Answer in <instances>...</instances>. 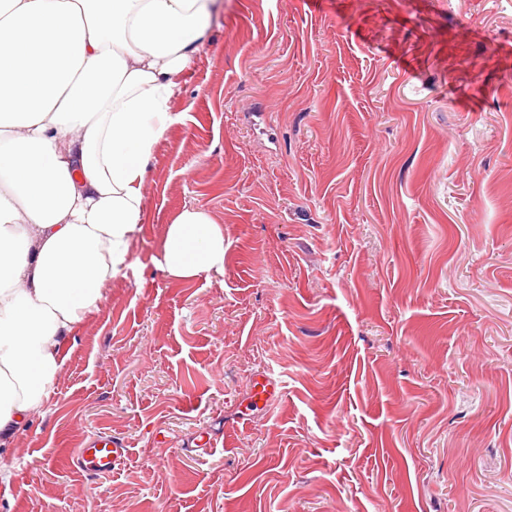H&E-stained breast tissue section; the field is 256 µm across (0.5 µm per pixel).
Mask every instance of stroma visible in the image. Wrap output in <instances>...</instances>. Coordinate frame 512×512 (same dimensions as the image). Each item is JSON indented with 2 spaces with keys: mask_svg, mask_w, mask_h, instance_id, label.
<instances>
[{
  "mask_svg": "<svg viewBox=\"0 0 512 512\" xmlns=\"http://www.w3.org/2000/svg\"><path fill=\"white\" fill-rule=\"evenodd\" d=\"M171 110L0 512H512V0H224ZM162 264L176 280L224 270V228L204 208L184 209L169 224ZM128 454L125 442L112 437H92L85 447L77 449L80 468L96 476L110 474L115 465Z\"/></svg>",
  "mask_w": 512,
  "mask_h": 512,
  "instance_id": "stroma-1",
  "label": "stroma"
}]
</instances>
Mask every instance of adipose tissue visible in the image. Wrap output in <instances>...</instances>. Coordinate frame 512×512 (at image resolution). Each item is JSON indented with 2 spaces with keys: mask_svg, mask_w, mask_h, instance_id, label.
Masks as SVG:
<instances>
[{
  "mask_svg": "<svg viewBox=\"0 0 512 512\" xmlns=\"http://www.w3.org/2000/svg\"><path fill=\"white\" fill-rule=\"evenodd\" d=\"M219 0H0V450L44 414L74 329L129 265L145 168ZM224 268L204 208L163 269Z\"/></svg>",
  "mask_w": 512,
  "mask_h": 512,
  "instance_id": "ef3b65f1",
  "label": "adipose tissue"
}]
</instances>
